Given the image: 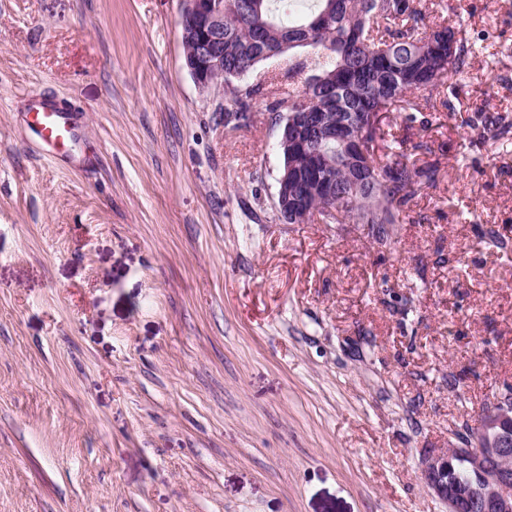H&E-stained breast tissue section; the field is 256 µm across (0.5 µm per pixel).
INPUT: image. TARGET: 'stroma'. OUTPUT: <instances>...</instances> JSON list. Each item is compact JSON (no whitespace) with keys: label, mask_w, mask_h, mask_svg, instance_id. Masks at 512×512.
Instances as JSON below:
<instances>
[{"label":"stroma","mask_w":512,"mask_h":512,"mask_svg":"<svg viewBox=\"0 0 512 512\" xmlns=\"http://www.w3.org/2000/svg\"><path fill=\"white\" fill-rule=\"evenodd\" d=\"M480 37L401 223H282L269 106L183 64L181 0H0V512H448L431 451L512 385V0H428ZM81 142L47 155L32 99ZM482 131V137L491 135L492 137L504 136L512 129V120L508 113L481 114L479 116Z\"/></svg>","instance_id":"stroma-1"}]
</instances>
